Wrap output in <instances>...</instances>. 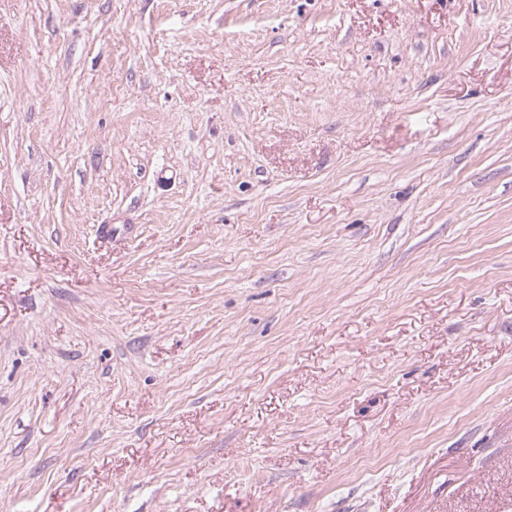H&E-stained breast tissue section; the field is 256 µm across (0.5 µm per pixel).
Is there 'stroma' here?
<instances>
[{"mask_svg":"<svg viewBox=\"0 0 512 512\" xmlns=\"http://www.w3.org/2000/svg\"><path fill=\"white\" fill-rule=\"evenodd\" d=\"M0 512H512V0H0Z\"/></svg>","mask_w":512,"mask_h":512,"instance_id":"35a3bbf8","label":"stroma"}]
</instances>
